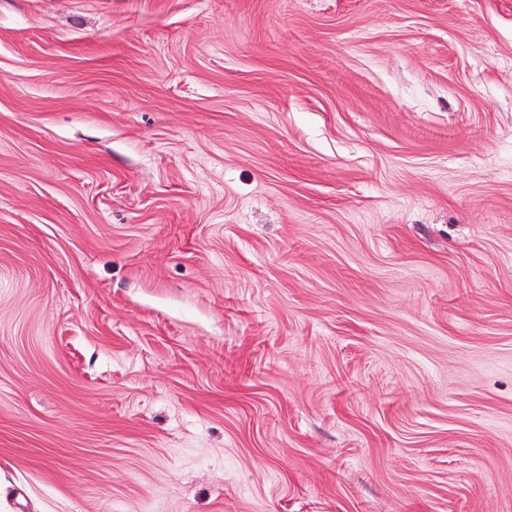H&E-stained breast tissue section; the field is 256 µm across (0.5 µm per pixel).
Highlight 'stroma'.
Returning <instances> with one entry per match:
<instances>
[{"label":"stroma","instance_id":"stroma-1","mask_svg":"<svg viewBox=\"0 0 512 512\" xmlns=\"http://www.w3.org/2000/svg\"><path fill=\"white\" fill-rule=\"evenodd\" d=\"M0 512H512V0H0Z\"/></svg>","mask_w":512,"mask_h":512}]
</instances>
